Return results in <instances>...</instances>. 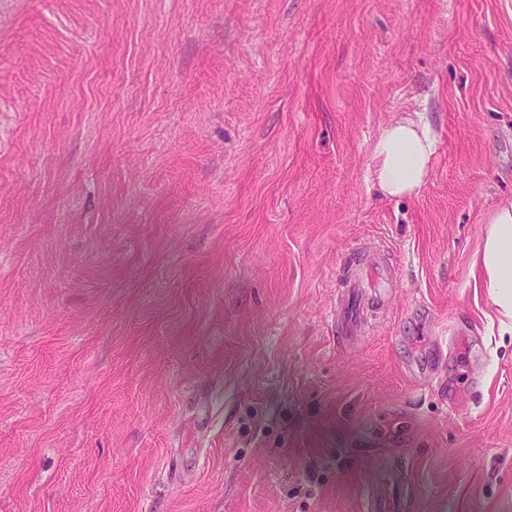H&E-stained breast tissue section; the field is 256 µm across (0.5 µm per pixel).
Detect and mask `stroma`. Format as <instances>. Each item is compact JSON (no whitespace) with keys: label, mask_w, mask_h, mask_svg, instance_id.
Returning <instances> with one entry per match:
<instances>
[{"label":"stroma","mask_w":512,"mask_h":512,"mask_svg":"<svg viewBox=\"0 0 512 512\" xmlns=\"http://www.w3.org/2000/svg\"><path fill=\"white\" fill-rule=\"evenodd\" d=\"M411 113L432 171L387 199ZM511 201L512 0H0V512H364L400 455L405 512H499ZM437 148V136L426 122L405 115L387 124L373 148V186L389 199L417 195L429 177ZM485 224L482 250L484 277L475 285L489 288L501 316V331L512 334V203L498 207Z\"/></svg>","instance_id":"stroma-1"}]
</instances>
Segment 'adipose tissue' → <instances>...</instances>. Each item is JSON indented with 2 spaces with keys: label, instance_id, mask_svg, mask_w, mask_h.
Listing matches in <instances>:
<instances>
[{
  "label": "adipose tissue",
  "instance_id": "1",
  "mask_svg": "<svg viewBox=\"0 0 512 512\" xmlns=\"http://www.w3.org/2000/svg\"><path fill=\"white\" fill-rule=\"evenodd\" d=\"M438 139L431 126L406 115L387 124L373 148L371 182L389 199L417 195L426 183ZM482 250L483 278L500 315L502 332L512 333V203L487 219Z\"/></svg>",
  "mask_w": 512,
  "mask_h": 512
}]
</instances>
